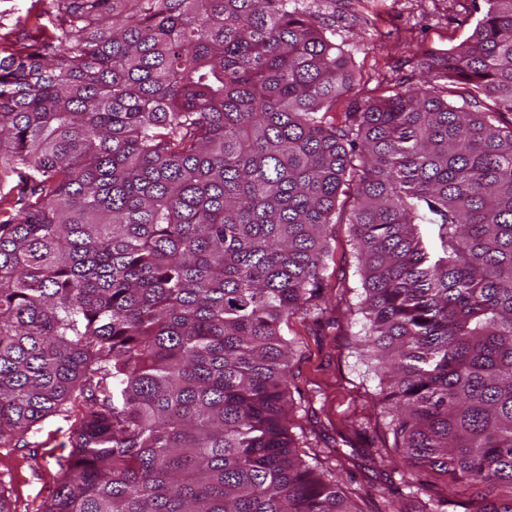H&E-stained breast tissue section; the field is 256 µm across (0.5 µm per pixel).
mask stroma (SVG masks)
Segmentation results:
<instances>
[{
    "mask_svg": "<svg viewBox=\"0 0 512 512\" xmlns=\"http://www.w3.org/2000/svg\"><path fill=\"white\" fill-rule=\"evenodd\" d=\"M299 7L329 27L358 78L392 91L427 78L417 46L447 51L471 34L487 9L484 0H299ZM41 9L40 0H0V57L34 34ZM334 231L323 278L336 306V326L320 336L300 315L287 330L296 345L291 369L295 385L305 394L321 391L311 412L295 411L291 422L312 429L315 410L324 407L333 420L365 428L382 448L383 463L378 477L360 478L355 490L387 512H404L408 502L398 491L408 465L394 448L377 405L380 381L356 348L365 321L357 311L362 288L351 227L339 224Z\"/></svg>",
    "mask_w": 512,
    "mask_h": 512,
    "instance_id": "35a3bbf8",
    "label": "stroma"
}]
</instances>
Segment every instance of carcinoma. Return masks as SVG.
<instances>
[{
  "mask_svg": "<svg viewBox=\"0 0 512 512\" xmlns=\"http://www.w3.org/2000/svg\"><path fill=\"white\" fill-rule=\"evenodd\" d=\"M485 2L338 121L360 81L296 0H45L0 57V512H365L375 441L330 420L352 451L317 467L289 430L284 327L336 325L341 223L394 447L512 486V0ZM49 419L70 451L30 499Z\"/></svg>",
  "mask_w": 512,
  "mask_h": 512,
  "instance_id": "carcinoma-1",
  "label": "carcinoma"
}]
</instances>
